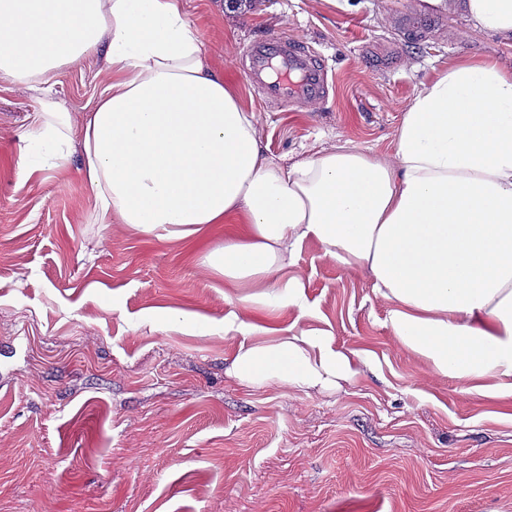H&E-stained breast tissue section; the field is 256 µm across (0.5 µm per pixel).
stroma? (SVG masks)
Returning <instances> with one entry per match:
<instances>
[{"mask_svg": "<svg viewBox=\"0 0 512 512\" xmlns=\"http://www.w3.org/2000/svg\"><path fill=\"white\" fill-rule=\"evenodd\" d=\"M217 70L255 114L265 153L284 166L341 146L388 159L423 85L462 58H511L512 41L427 0H185ZM430 12L421 32L401 17ZM282 34L336 72L328 99L262 101L243 75L249 43ZM393 43V57L379 46ZM108 76L89 57L63 68L54 98L73 127ZM40 104L0 86V512H512V399L488 400L434 374L386 326L390 304L367 271L318 242L289 268L310 315L224 299L203 264L216 224L194 241L100 224L80 154L50 170L19 162ZM209 322L199 335L160 321ZM236 312L250 336L225 333ZM371 357L336 389L249 386L241 346L288 327Z\"/></svg>", "mask_w": 512, "mask_h": 512, "instance_id": "1", "label": "stroma"}]
</instances>
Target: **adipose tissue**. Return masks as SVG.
<instances>
[{
	"mask_svg": "<svg viewBox=\"0 0 512 512\" xmlns=\"http://www.w3.org/2000/svg\"><path fill=\"white\" fill-rule=\"evenodd\" d=\"M430 2L512 40V0ZM89 56L110 77L81 124L99 223L165 240L232 225L203 262L239 303L271 311L303 307L288 268L318 241L369 273L387 325L433 373L512 397L511 59L460 60L419 90L391 160L339 148L287 168L263 152L253 111L211 65L184 0H0V80L41 103L29 170L67 160L53 77ZM369 363L299 330L240 347L232 373L255 387L332 389Z\"/></svg>",
	"mask_w": 512,
	"mask_h": 512,
	"instance_id": "adipose-tissue-1",
	"label": "adipose tissue"
}]
</instances>
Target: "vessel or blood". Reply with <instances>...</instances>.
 Instances as JSON below:
<instances>
[{
  "label": "vessel or blood",
  "mask_w": 512,
  "mask_h": 512,
  "mask_svg": "<svg viewBox=\"0 0 512 512\" xmlns=\"http://www.w3.org/2000/svg\"><path fill=\"white\" fill-rule=\"evenodd\" d=\"M244 75L266 102L280 105L319 102L330 89L324 61L300 43L277 35L250 43Z\"/></svg>",
  "instance_id": "b4317fda"
}]
</instances>
